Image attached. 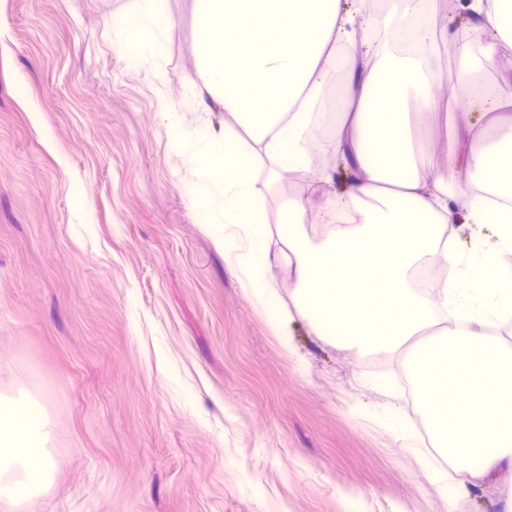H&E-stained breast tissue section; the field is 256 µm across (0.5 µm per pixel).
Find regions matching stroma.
<instances>
[{
    "instance_id": "obj_1",
    "label": "stroma",
    "mask_w": 512,
    "mask_h": 512,
    "mask_svg": "<svg viewBox=\"0 0 512 512\" xmlns=\"http://www.w3.org/2000/svg\"><path fill=\"white\" fill-rule=\"evenodd\" d=\"M130 2L0 0V387L49 396L37 512H444L358 383L397 365L299 319L288 356L188 207L171 132L224 125L193 94L194 0H163L175 26L146 67L112 44ZM433 66L512 92L508 61L448 43ZM480 112L421 127L427 161ZM510 486L490 473L467 512H503Z\"/></svg>"
}]
</instances>
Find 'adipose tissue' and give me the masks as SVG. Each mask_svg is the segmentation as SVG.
Listing matches in <instances>:
<instances>
[{"label": "adipose tissue", "instance_id": "adipose-tissue-1", "mask_svg": "<svg viewBox=\"0 0 512 512\" xmlns=\"http://www.w3.org/2000/svg\"><path fill=\"white\" fill-rule=\"evenodd\" d=\"M194 2L196 99L222 111L224 126L204 142L172 133L189 208L216 243L228 230L247 242L225 247L224 263L284 351L298 317L329 345L401 357L429 441L405 422L389 379L374 384L388 398L380 420L446 512H466L464 489L512 470V93L485 103L481 127L451 135L440 166L426 163L412 129L453 109L432 66L441 44L489 64L512 52V0H465L470 20L455 32L435 0H395L385 13L361 0L358 29L342 0ZM173 25L162 0H131L130 14L111 19L112 43L135 64L155 63ZM337 65L346 107L334 169L313 151ZM287 171L325 184L342 173L350 188L323 195L321 222L292 197L271 224L267 198ZM46 402L0 391V503L26 512L59 467ZM452 478L460 492L449 493Z\"/></svg>", "mask_w": 512, "mask_h": 512}]
</instances>
